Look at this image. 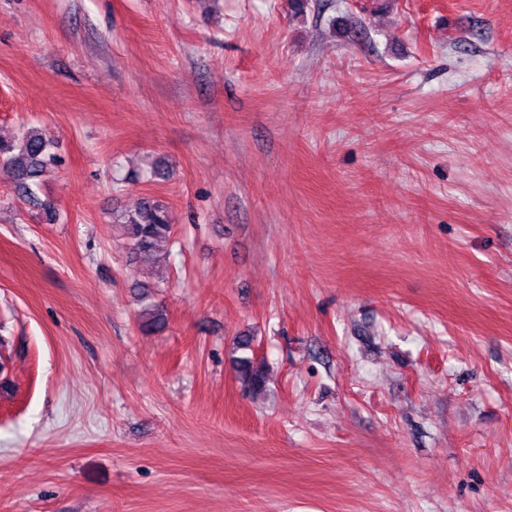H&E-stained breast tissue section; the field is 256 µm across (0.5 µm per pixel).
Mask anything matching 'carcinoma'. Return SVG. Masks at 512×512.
Segmentation results:
<instances>
[{
    "instance_id": "cac0c4a2",
    "label": "carcinoma",
    "mask_w": 512,
    "mask_h": 512,
    "mask_svg": "<svg viewBox=\"0 0 512 512\" xmlns=\"http://www.w3.org/2000/svg\"><path fill=\"white\" fill-rule=\"evenodd\" d=\"M52 142L43 130L26 126L9 141L0 140V170L11 174L22 194L41 209L48 221L57 219L58 213L52 203L39 199L38 190L42 177L49 166L55 163L51 152ZM112 223L119 226L131 260L149 261L168 252L173 244V224L168 207L154 198L142 199L135 208L113 213ZM158 283L149 281L136 284L137 301L141 306V328L158 330L166 324L165 314L154 301ZM253 338L241 335L235 340L236 350L244 355L235 359L237 379L244 390L257 395L266 386V373L262 365L246 355L252 350Z\"/></svg>"
}]
</instances>
